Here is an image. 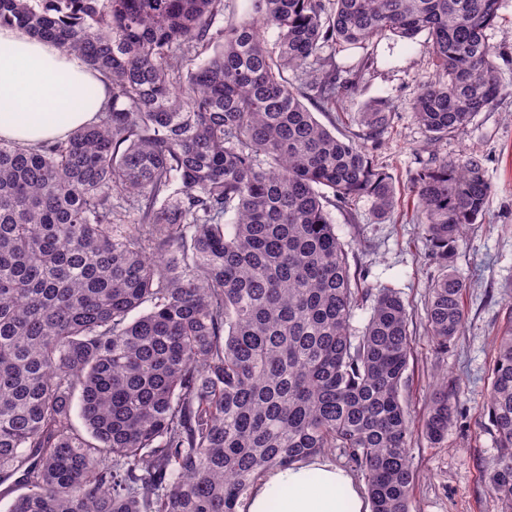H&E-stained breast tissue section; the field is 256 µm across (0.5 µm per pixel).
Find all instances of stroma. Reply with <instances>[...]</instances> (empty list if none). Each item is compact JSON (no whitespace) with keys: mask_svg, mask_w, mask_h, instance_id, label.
Wrapping results in <instances>:
<instances>
[{"mask_svg":"<svg viewBox=\"0 0 512 512\" xmlns=\"http://www.w3.org/2000/svg\"><path fill=\"white\" fill-rule=\"evenodd\" d=\"M499 51L496 63L503 92L494 106L477 113L463 134L441 140L424 151L425 131L411 103L436 71L424 39L408 44L393 36L339 53L338 63L353 62L364 52L376 65L344 95L337 117L319 114L345 134L358 132L365 105L378 98L394 102L397 112L374 152L396 188L391 218L377 219L369 198H358L351 210L331 211L336 235L351 269L366 270L355 288L378 292L395 289L413 318L412 350L402 396L414 417L422 416L434 389L443 381L457 385V412L441 443H430L422 424H415L410 458L416 473L411 512H499L500 504L485 476V465L497 453L496 441L483 414L494 356L495 338L512 310V0H502L499 17L488 32ZM479 156L492 192L482 223L469 226L457 248L455 269L465 280L466 324L447 352L436 349L426 331L429 286L440 273L430 244L416 222L419 201L411 176L419 162L436 156L456 160Z\"/></svg>","mask_w":512,"mask_h":512,"instance_id":"stroma-1","label":"stroma"}]
</instances>
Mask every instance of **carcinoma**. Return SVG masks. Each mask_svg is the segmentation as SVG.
I'll use <instances>...</instances> for the list:
<instances>
[{
  "instance_id": "cac0c4a2",
  "label": "carcinoma",
  "mask_w": 512,
  "mask_h": 512,
  "mask_svg": "<svg viewBox=\"0 0 512 512\" xmlns=\"http://www.w3.org/2000/svg\"><path fill=\"white\" fill-rule=\"evenodd\" d=\"M500 8L249 0L216 28L224 0H0V26L55 41L112 89L64 141H0V475L25 489L8 512H237L267 471L336 448L365 473L371 512H410L412 316L385 288L352 333L354 275L328 211L362 196L393 211L359 140L378 143L396 106L368 103L362 132L340 138L306 102L335 111L375 64L342 67L324 47L423 34L437 78L414 119L430 146L460 134L502 93ZM411 180L442 267L426 323L445 349L465 324L454 252L491 185L473 155ZM491 375L485 472L512 512V311ZM456 396L445 383L429 397L434 444Z\"/></svg>"
}]
</instances>
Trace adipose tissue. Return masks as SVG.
<instances>
[{"mask_svg": "<svg viewBox=\"0 0 512 512\" xmlns=\"http://www.w3.org/2000/svg\"><path fill=\"white\" fill-rule=\"evenodd\" d=\"M105 89L82 59L18 27L0 26V140L30 146L94 121ZM238 512H369L351 474L314 455L264 474Z\"/></svg>", "mask_w": 512, "mask_h": 512, "instance_id": "ef3b65f1", "label": "adipose tissue"}]
</instances>
